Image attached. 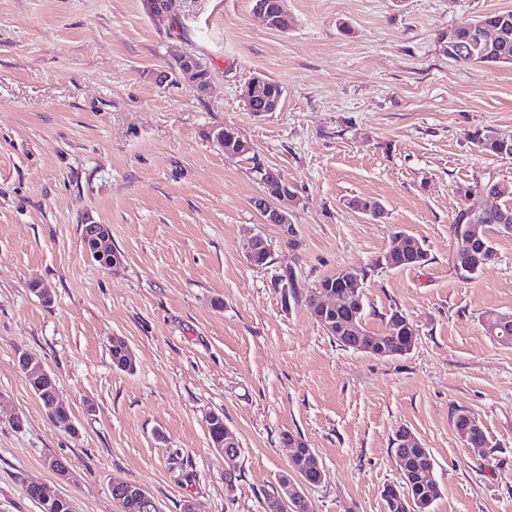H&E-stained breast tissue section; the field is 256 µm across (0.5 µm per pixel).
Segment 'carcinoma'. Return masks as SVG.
I'll return each instance as SVG.
<instances>
[{"mask_svg": "<svg viewBox=\"0 0 512 512\" xmlns=\"http://www.w3.org/2000/svg\"><path fill=\"white\" fill-rule=\"evenodd\" d=\"M471 23L482 29L492 28L500 30L508 27L509 34L502 38L492 40L488 43H478L474 40L470 29L465 27H451V40L443 46V52L449 60L464 64H485L512 65V12H501L482 16L471 20ZM478 150L487 154L499 155L498 149V131L492 129H483L473 132L470 136ZM350 208L361 214L375 213L382 210L379 201L373 198L353 197L348 201ZM481 215L480 223L488 226L503 223V218H508L512 223V206L504 205L493 211H485L482 208V198L474 196L468 204L460 209L452 224L453 236L459 237L470 223V215ZM415 327L412 322H407L401 333L396 334L393 330L392 320H387L386 330L382 333H372L365 331L360 336H341L336 337V341L344 347H350L356 351H362L367 346V341L375 338L379 344L392 351L405 352L410 350L411 343L406 341ZM112 364L119 370L131 372L134 369L133 362L127 359V349L125 342L119 340L110 345L109 348ZM282 440L286 442L294 441L297 443L298 453L292 459L290 473L281 477V481L288 479L300 482L304 485H314L319 480V476L313 471L310 460L312 459V449L307 444L291 433H285ZM395 444L394 456L398 470L402 475L401 481L396 485H386L381 491V499L384 504V512H411L412 507H424L426 512H431L433 502L439 497L440 489L435 479L428 481L418 475L422 467L434 465V460L429 450L424 448L419 439L412 438L410 441L401 439L400 432H395L393 437ZM241 448L224 449V476L227 483L231 484L237 477L239 471V461ZM135 486L133 482H127L122 486L112 488V497L121 499V508L123 512H142L141 505L130 488Z\"/></svg>", "mask_w": 512, "mask_h": 512, "instance_id": "cac0c4a2", "label": "carcinoma"}]
</instances>
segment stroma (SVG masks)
<instances>
[{
    "instance_id": "stroma-1",
    "label": "stroma",
    "mask_w": 512,
    "mask_h": 512,
    "mask_svg": "<svg viewBox=\"0 0 512 512\" xmlns=\"http://www.w3.org/2000/svg\"><path fill=\"white\" fill-rule=\"evenodd\" d=\"M254 4L197 0L159 22L141 0H0V413L23 417L0 420V512H39L31 481L75 512H119L118 481L143 485L162 512H272L286 432L324 470L304 490L316 512H384L402 426L434 459L432 512H512V345L484 327L512 315V235L493 234L495 262L468 279L451 229L460 188L512 182V158L470 142L512 132V65L457 64L438 41L512 0H285V32ZM176 52L205 65L206 94L158 81ZM255 76L283 86L278 111L245 110ZM227 125L253 158L212 143ZM257 159L298 197L291 235L251 206ZM357 196L383 217L348 207ZM87 224L110 226L119 266L86 253ZM253 232L272 244L261 268L242 255ZM401 234L425 261L380 265ZM345 267L365 275L369 331L395 311L414 324L410 353L342 347L284 300L282 275L303 294ZM115 336L133 371L114 367ZM22 352L52 374L78 436L51 425ZM460 410L486 429L485 453L460 443ZM213 411L240 442L231 485Z\"/></svg>"
}]
</instances>
